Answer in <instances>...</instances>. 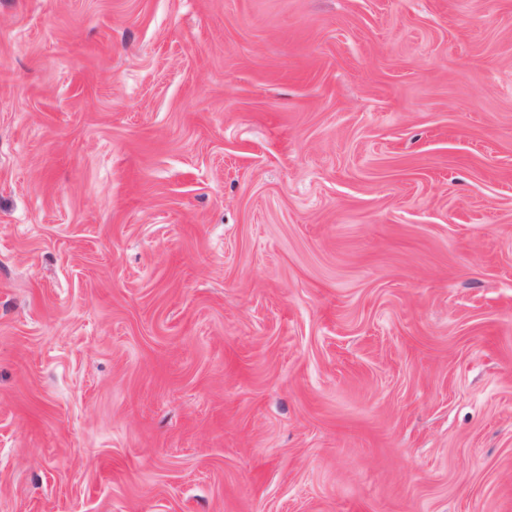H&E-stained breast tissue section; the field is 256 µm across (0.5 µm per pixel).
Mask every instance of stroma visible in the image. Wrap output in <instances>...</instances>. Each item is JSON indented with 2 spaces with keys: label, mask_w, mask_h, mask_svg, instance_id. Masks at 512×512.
Segmentation results:
<instances>
[{
  "label": "stroma",
  "mask_w": 512,
  "mask_h": 512,
  "mask_svg": "<svg viewBox=\"0 0 512 512\" xmlns=\"http://www.w3.org/2000/svg\"><path fill=\"white\" fill-rule=\"evenodd\" d=\"M0 512H512V0H0Z\"/></svg>",
  "instance_id": "35a3bbf8"
}]
</instances>
